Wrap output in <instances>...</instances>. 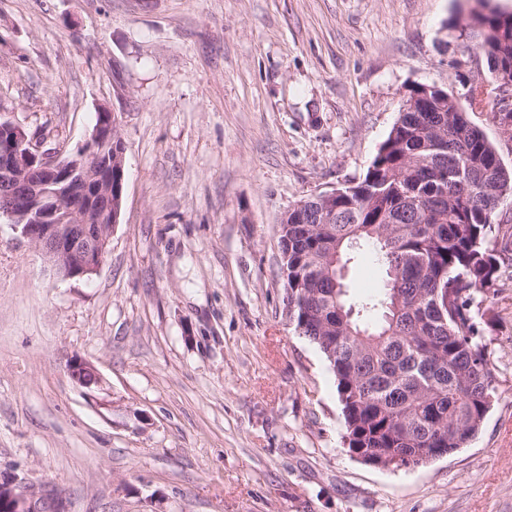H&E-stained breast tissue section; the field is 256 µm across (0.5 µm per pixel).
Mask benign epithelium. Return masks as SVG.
I'll return each mask as SVG.
<instances>
[{
    "instance_id": "obj_1",
    "label": "benign epithelium",
    "mask_w": 512,
    "mask_h": 512,
    "mask_svg": "<svg viewBox=\"0 0 512 512\" xmlns=\"http://www.w3.org/2000/svg\"><path fill=\"white\" fill-rule=\"evenodd\" d=\"M482 90L493 105L492 119L503 136H512V67H498ZM114 115L102 116L74 155L34 148L22 128L0 123V217L33 243L56 275L64 280L97 273L107 253L112 227L118 223L123 180L113 183ZM38 180L25 175L33 168ZM71 378L91 390L101 383L94 365L73 359ZM38 495L16 477L0 482V512H38Z\"/></svg>"
}]
</instances>
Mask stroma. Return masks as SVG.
<instances>
[{"mask_svg":"<svg viewBox=\"0 0 512 512\" xmlns=\"http://www.w3.org/2000/svg\"><path fill=\"white\" fill-rule=\"evenodd\" d=\"M512 0H0V121L69 153L118 116L108 254L61 280L0 219V481L65 512H512V282L498 386L466 448L392 469L348 450L296 336L276 225L363 177L412 87L461 88L450 22ZM351 297L379 292L369 250ZM95 365L86 390L71 359Z\"/></svg>","mask_w":512,"mask_h":512,"instance_id":"stroma-1","label":"stroma"}]
</instances>
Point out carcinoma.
Masks as SVG:
<instances>
[{
  "instance_id": "1",
  "label": "carcinoma",
  "mask_w": 512,
  "mask_h": 512,
  "mask_svg": "<svg viewBox=\"0 0 512 512\" xmlns=\"http://www.w3.org/2000/svg\"><path fill=\"white\" fill-rule=\"evenodd\" d=\"M461 31L512 65L511 15L473 11ZM409 100L357 183L329 203L302 198L277 225L288 321L334 373L349 450L374 448L392 468L478 433L497 385L485 331L512 269V224L489 222L512 167L443 87ZM363 246L387 282L351 301L343 270Z\"/></svg>"
}]
</instances>
